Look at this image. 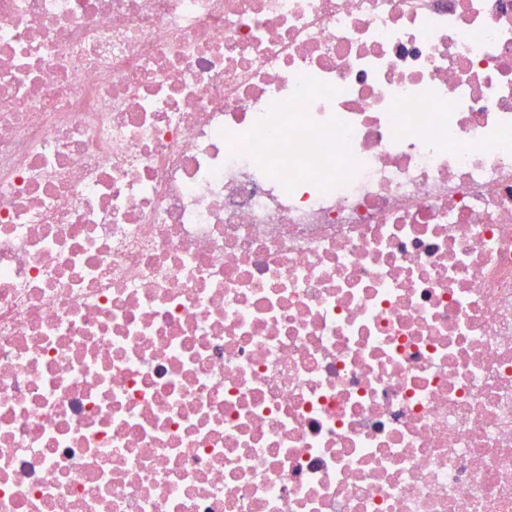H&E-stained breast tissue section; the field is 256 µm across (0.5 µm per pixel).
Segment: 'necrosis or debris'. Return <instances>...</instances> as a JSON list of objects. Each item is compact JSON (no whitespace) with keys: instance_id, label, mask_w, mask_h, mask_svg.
<instances>
[{"instance_id":"obj_1","label":"necrosis or debris","mask_w":512,"mask_h":512,"mask_svg":"<svg viewBox=\"0 0 512 512\" xmlns=\"http://www.w3.org/2000/svg\"><path fill=\"white\" fill-rule=\"evenodd\" d=\"M0 512H512V0H0Z\"/></svg>"}]
</instances>
